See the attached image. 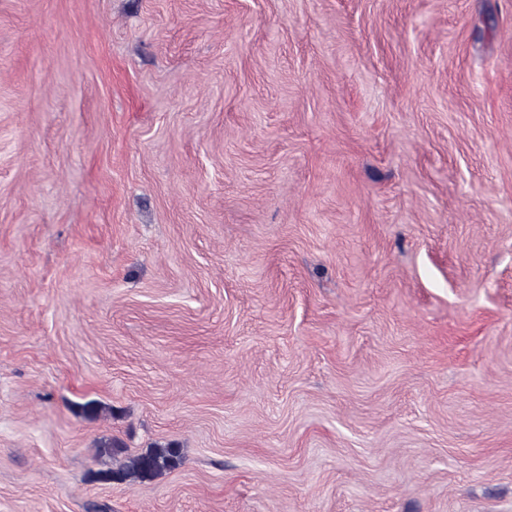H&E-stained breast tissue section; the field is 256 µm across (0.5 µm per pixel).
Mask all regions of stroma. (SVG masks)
<instances>
[{"label":"stroma","mask_w":512,"mask_h":512,"mask_svg":"<svg viewBox=\"0 0 512 512\" xmlns=\"http://www.w3.org/2000/svg\"><path fill=\"white\" fill-rule=\"evenodd\" d=\"M95 505L512 512V0H0V512ZM126 458L127 460L115 469L109 468L95 472V479L106 483H146L176 468L181 462L180 449L172 443L155 445Z\"/></svg>","instance_id":"obj_1"}]
</instances>
